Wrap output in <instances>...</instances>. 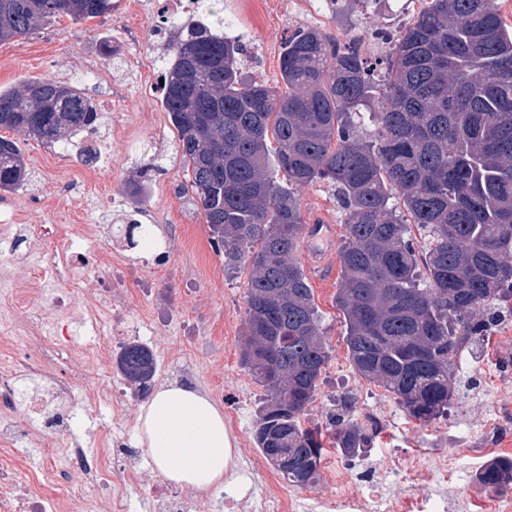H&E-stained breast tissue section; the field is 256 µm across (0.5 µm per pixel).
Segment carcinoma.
I'll return each instance as SVG.
<instances>
[{"instance_id":"1","label":"carcinoma","mask_w":512,"mask_h":512,"mask_svg":"<svg viewBox=\"0 0 512 512\" xmlns=\"http://www.w3.org/2000/svg\"><path fill=\"white\" fill-rule=\"evenodd\" d=\"M423 2L374 63L315 27L288 33L281 87L245 78L243 44L206 24L183 25L168 53L162 103L192 204L224 269L250 266L240 364L266 392L253 440L292 486L320 478L322 433L302 418L331 355L297 258L307 230L301 188L326 182L336 191L345 237L336 307L351 366L416 421L448 414L458 354H474L512 313V24L494 0ZM114 9L112 0H0V43L61 14L84 21ZM100 120L91 98L51 77L0 90V128L44 145L93 132ZM157 170L139 171L133 211ZM28 178L20 146L0 137V191ZM126 240L156 244L153 225L130 223ZM115 361L135 395L151 393V347L125 342ZM354 405L341 399L326 422L347 457L372 441L351 417ZM476 480L491 494L511 489L512 456L490 458Z\"/></svg>"}]
</instances>
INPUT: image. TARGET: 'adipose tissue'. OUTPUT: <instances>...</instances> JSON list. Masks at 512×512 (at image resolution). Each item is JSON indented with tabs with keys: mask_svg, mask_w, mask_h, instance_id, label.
I'll return each instance as SVG.
<instances>
[{
	"mask_svg": "<svg viewBox=\"0 0 512 512\" xmlns=\"http://www.w3.org/2000/svg\"><path fill=\"white\" fill-rule=\"evenodd\" d=\"M140 442L167 481L206 492L223 486L232 462V437L223 412L187 386L160 389L143 405Z\"/></svg>",
	"mask_w": 512,
	"mask_h": 512,
	"instance_id": "obj_1",
	"label": "adipose tissue"
}]
</instances>
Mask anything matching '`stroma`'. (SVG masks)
Masks as SVG:
<instances>
[{"mask_svg":"<svg viewBox=\"0 0 512 512\" xmlns=\"http://www.w3.org/2000/svg\"><path fill=\"white\" fill-rule=\"evenodd\" d=\"M133 3L118 0L115 11L103 19L78 22L63 16L26 39L0 44L1 89L43 77L70 82L77 73L90 71L98 83L86 92L103 116L96 133L84 132L66 145L51 148L13 131H0V136L18 142L31 175L17 191L0 192V222L36 228L67 225L89 264L76 282L50 283L49 299L61 296L82 310L96 306L106 286L124 298L114 321L94 328L74 325V336L84 342L112 334L120 343L133 339L146 343L157 357L156 383L196 388L223 410L234 442L230 475L223 486L204 495L202 504L205 512H224V498L232 494L235 480L261 486L274 472L265 461L256 469L245 465L246 460L260 456L252 427L264 399L263 388L240 365L249 271L225 272L223 258L210 244L204 218L195 213L184 191L188 175L175 156L177 133L161 104L162 72L147 64L148 58L165 55L166 47L152 35L151 15L135 10ZM202 9L203 22L217 28L224 14L234 17V34L250 53L243 62L244 76L272 85L280 82V46L290 22L287 13L277 12L272 0H259L255 5L245 0H202ZM418 9L417 0H357L349 10L320 19L319 25L340 40L373 25L396 32ZM131 26L140 32V43L134 47L124 41V32ZM145 112L153 113L156 122L143 129L139 120ZM148 164L157 170L141 190L140 219L157 225L160 243L153 248H131L113 237L112 228L129 212L123 203L129 182ZM300 199L305 220L336 225L334 242L342 244L339 208L330 187L322 183L305 187ZM304 271L331 347L319 396L303 421L305 427L314 428L325 425L337 394L359 378L347 358L345 326L335 303L338 268L324 275L309 265ZM149 311L162 321L153 331L143 324ZM507 356L501 330L492 328L486 353L464 370L467 385L460 388L448 416L425 426L410 418L395 399L374 402L380 388L365 384L368 397L356 406L376 416L378 429L389 431L391 441L385 447L372 442L354 461L336 452L328 455L315 492L336 499L340 487L335 478L349 475L354 462L381 473L388 456L399 458L409 468L425 447L454 446L451 418H476L481 408L492 407L498 399L495 382L480 384L478 369L485 364L496 366ZM143 403V398L130 396L117 418L105 406L93 418L75 415L71 435L75 443L91 448L99 434L107 431L127 447L138 449L143 479L150 485L158 482L159 475L147 450L139 446L138 417Z\"/></svg>","mask_w":512,"mask_h":512,"instance_id":"35a3bbf8","label":"stroma"}]
</instances>
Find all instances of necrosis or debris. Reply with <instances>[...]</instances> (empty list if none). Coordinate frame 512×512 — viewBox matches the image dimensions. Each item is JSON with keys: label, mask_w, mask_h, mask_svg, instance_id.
<instances>
[{"label": "necrosis or debris", "mask_w": 512, "mask_h": 512, "mask_svg": "<svg viewBox=\"0 0 512 512\" xmlns=\"http://www.w3.org/2000/svg\"><path fill=\"white\" fill-rule=\"evenodd\" d=\"M195 0H151L156 19L155 36L171 41ZM48 247L41 262L30 269L28 278L17 279L4 256H15L26 241L17 224H0V512H128L131 490L143 482L136 449L117 448L104 437L97 452L74 444L69 422L75 409L96 416V399H78L76 388L85 377L84 362L112 354L108 339L85 345L76 337L60 333L61 323L75 320L74 309L55 301L56 317L46 321L34 309V300L47 278L66 279L85 265L66 230L57 225L43 228ZM503 395L497 405L480 414L476 422L457 426L459 447L474 450L472 432L497 446L512 444L500 425L512 417V377L499 375ZM32 419L37 427V444L42 451L39 466H30L18 446L15 410ZM455 450L444 451L428 465L403 473L391 464L383 481L367 482L361 491L341 487L337 501L310 493L303 496L287 488L266 484L259 488H237L224 498L225 512H469L473 498L455 494L451 481L457 469ZM96 495H87V488Z\"/></svg>", "instance_id": "necrosis-or-debris-1"}]
</instances>
